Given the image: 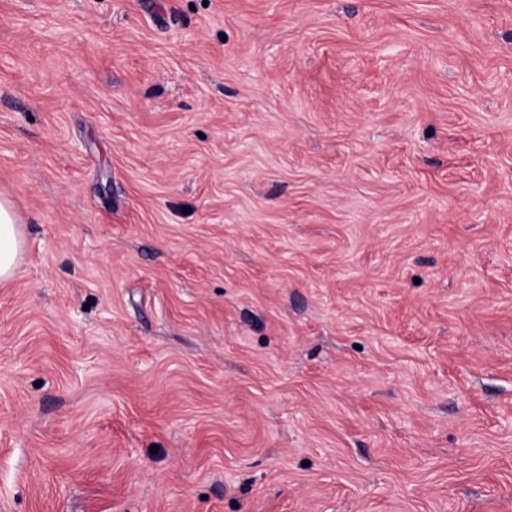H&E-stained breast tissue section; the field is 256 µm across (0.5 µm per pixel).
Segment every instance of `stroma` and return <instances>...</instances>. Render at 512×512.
Masks as SVG:
<instances>
[{
    "label": "stroma",
    "mask_w": 512,
    "mask_h": 512,
    "mask_svg": "<svg viewBox=\"0 0 512 512\" xmlns=\"http://www.w3.org/2000/svg\"><path fill=\"white\" fill-rule=\"evenodd\" d=\"M0 512H512V0H0ZM24 247L21 218L12 202L0 196V282L12 280Z\"/></svg>",
    "instance_id": "stroma-1"
}]
</instances>
